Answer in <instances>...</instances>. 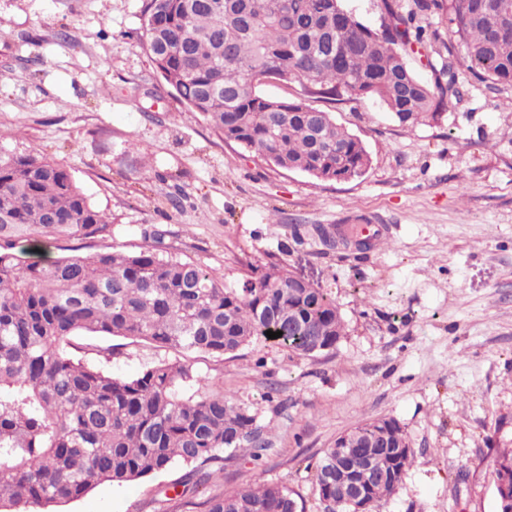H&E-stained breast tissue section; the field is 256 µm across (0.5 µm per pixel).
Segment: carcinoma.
Masks as SVG:
<instances>
[{
  "label": "carcinoma",
  "mask_w": 512,
  "mask_h": 512,
  "mask_svg": "<svg viewBox=\"0 0 512 512\" xmlns=\"http://www.w3.org/2000/svg\"><path fill=\"white\" fill-rule=\"evenodd\" d=\"M380 0L382 22L363 24L343 0H145L141 49L188 111L224 140L275 167L318 181L361 177L371 157L329 108L353 96L380 102L399 126L442 117L469 77L512 86V35L500 13L512 0ZM448 23L447 54L426 55L431 78L410 68L415 48L439 41L427 17ZM265 83L298 85L293 100L262 95ZM104 214L70 173L34 148H0V512H53L96 485L123 483L181 462L198 490L205 467L250 446L268 449L266 428L246 406L202 384L191 365L164 360L116 378L65 350L72 336H120L176 353L222 358L280 331L277 342L317 359L336 349L345 324L327 289L278 262L254 268L240 288L209 269L151 249L68 253L28 262L23 241L94 239ZM193 384L190 395L182 392ZM371 448L366 469L360 446ZM349 451H323L314 467L323 512H353L344 488L365 474L368 512L395 494L414 463L393 418L363 420L340 434ZM227 456H221V453ZM340 462L339 482L325 471ZM205 512H302L295 493L257 483L204 502Z\"/></svg>",
  "instance_id": "obj_1"
}]
</instances>
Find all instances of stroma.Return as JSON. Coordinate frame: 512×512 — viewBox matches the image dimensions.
Returning a JSON list of instances; mask_svg holds the SVG:
<instances>
[{"label": "stroma", "mask_w": 512, "mask_h": 512, "mask_svg": "<svg viewBox=\"0 0 512 512\" xmlns=\"http://www.w3.org/2000/svg\"><path fill=\"white\" fill-rule=\"evenodd\" d=\"M143 0H0V147L36 148L105 214L86 251L159 248L240 287L278 254L327 288L346 323L315 360L274 341L232 357L186 354L267 427L198 492L189 465L102 483L60 512H204L260 481L322 512L311 466L357 422L395 418L415 460L382 512H497L494 460L512 448V86L472 81L439 122L406 129L378 101L336 105L371 156L323 182L268 166L186 111L139 42ZM385 224L368 250L327 246L317 228ZM69 351L130 377L172 351L75 336Z\"/></svg>", "instance_id": "obj_1"}]
</instances>
